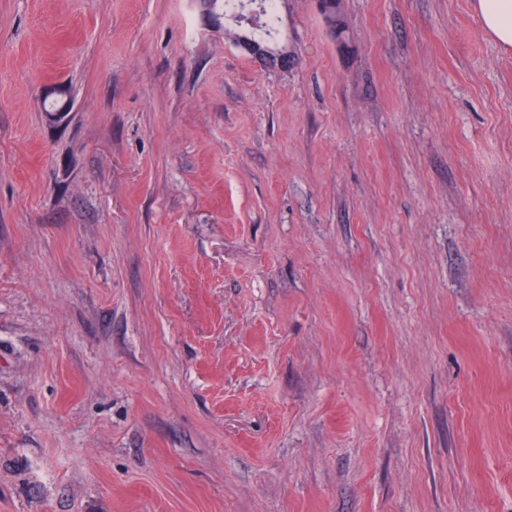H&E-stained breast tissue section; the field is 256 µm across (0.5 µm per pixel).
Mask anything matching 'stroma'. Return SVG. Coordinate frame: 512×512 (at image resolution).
Here are the masks:
<instances>
[{"label": "stroma", "mask_w": 512, "mask_h": 512, "mask_svg": "<svg viewBox=\"0 0 512 512\" xmlns=\"http://www.w3.org/2000/svg\"><path fill=\"white\" fill-rule=\"evenodd\" d=\"M340 8L0 0V512H512V49Z\"/></svg>", "instance_id": "35a3bbf8"}]
</instances>
